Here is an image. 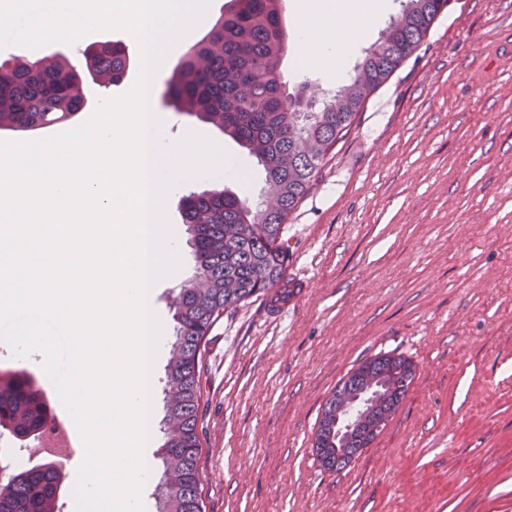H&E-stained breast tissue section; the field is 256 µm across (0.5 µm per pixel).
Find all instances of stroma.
Segmentation results:
<instances>
[{"label":"stroma","mask_w":512,"mask_h":512,"mask_svg":"<svg viewBox=\"0 0 512 512\" xmlns=\"http://www.w3.org/2000/svg\"><path fill=\"white\" fill-rule=\"evenodd\" d=\"M170 132L203 134L240 177L173 193L179 279L155 306L173 332V292L195 272L179 200L265 188L247 151L165 101ZM288 268L308 292L282 321L262 298L225 312L202 352L206 512H500L512 504V0H451L428 39L360 112L288 219ZM416 367L400 407L348 466L313 449L339 382L378 353ZM40 357L0 341V370L46 394ZM53 415L67 419L62 404Z\"/></svg>","instance_id":"35a3bbf8"}]
</instances>
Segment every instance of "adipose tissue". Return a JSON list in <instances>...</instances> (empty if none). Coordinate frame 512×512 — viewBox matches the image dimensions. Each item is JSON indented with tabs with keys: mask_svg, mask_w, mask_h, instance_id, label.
Masks as SVG:
<instances>
[{
	"mask_svg": "<svg viewBox=\"0 0 512 512\" xmlns=\"http://www.w3.org/2000/svg\"><path fill=\"white\" fill-rule=\"evenodd\" d=\"M383 0H299L294 30L305 67L343 78L352 45L376 20Z\"/></svg>",
	"mask_w": 512,
	"mask_h": 512,
	"instance_id": "1",
	"label": "adipose tissue"
}]
</instances>
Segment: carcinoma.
Masks as SVG:
<instances>
[{"label":"carcinoma","mask_w":512,"mask_h":512,"mask_svg":"<svg viewBox=\"0 0 512 512\" xmlns=\"http://www.w3.org/2000/svg\"><path fill=\"white\" fill-rule=\"evenodd\" d=\"M449 0H400L386 35L364 55L336 94L316 105L305 85L290 93L280 78L288 47L280 0H229L208 33L193 43L173 69L165 96L177 110L209 123L242 144L265 174L267 196L278 206L251 204L224 188L182 196L196 272L173 300L174 335L164 377L159 379L165 436L159 448L162 473L153 496L156 512H205L199 461L202 441L201 347L229 308L280 285L288 266L283 225L315 184L336 144L345 138L365 103L422 45ZM89 63L76 68L61 57L44 67L17 61L0 79V130L26 132L74 119L87 100L75 94L86 78L124 80L130 68L126 45L114 40L100 51H82ZM69 111L61 112L62 103ZM408 359L378 354L338 384L315 432L320 464L340 470L355 455L336 452V396L382 384V403L396 412L415 377ZM0 381V428L16 440L52 426L47 397L23 372ZM38 467H19L0 456V512H65L59 496L66 452H47Z\"/></svg>","instance_id":"carcinoma-1"}]
</instances>
